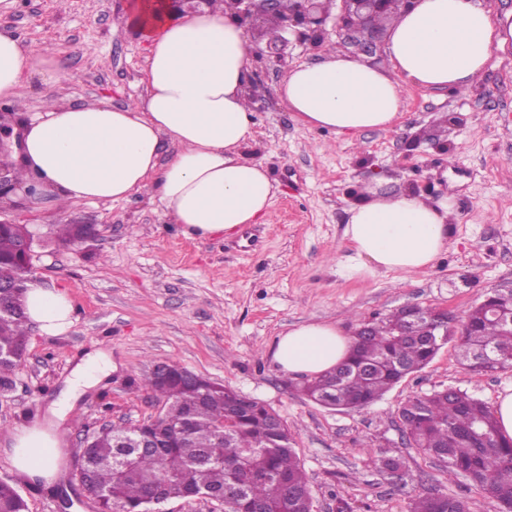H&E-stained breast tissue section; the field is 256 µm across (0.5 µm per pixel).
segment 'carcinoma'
Masks as SVG:
<instances>
[{"label": "carcinoma", "mask_w": 512, "mask_h": 512, "mask_svg": "<svg viewBox=\"0 0 512 512\" xmlns=\"http://www.w3.org/2000/svg\"><path fill=\"white\" fill-rule=\"evenodd\" d=\"M17 287L0 293V388L13 384L21 356L18 350L29 332V318L17 306L18 293L27 291L29 272L18 261L14 233L0 229V278ZM402 319L396 311L357 331L345 367L305 382L303 394L311 399L333 397L338 410H355L380 399L399 382L401 372L422 370L432 352L420 336H402L395 327ZM466 332L461 349L464 366L473 372L512 365V331L502 330L483 306L472 308L460 324ZM139 386L163 402L164 416L155 434L161 447L150 454L130 455L121 466L114 457L125 453L119 441L132 435V427L112 425L93 437L88 455L75 453L76 472L83 492L101 512H155L157 496L187 498L211 489L230 493L233 512H308L309 482L300 463L288 425L272 428L266 405L255 401L231 409L233 388L215 386L205 396L181 379L158 382L146 373ZM408 403L421 408L420 420L410 428L413 445L428 456L446 454L448 474L466 477L496 501L500 512H512V441L501 439L494 410L486 403L456 390L417 395ZM27 503L15 484H0V512H26ZM410 512H468L467 503L446 494H415Z\"/></svg>", "instance_id": "obj_1"}]
</instances>
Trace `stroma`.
<instances>
[{
    "instance_id": "obj_1",
    "label": "stroma",
    "mask_w": 512,
    "mask_h": 512,
    "mask_svg": "<svg viewBox=\"0 0 512 512\" xmlns=\"http://www.w3.org/2000/svg\"><path fill=\"white\" fill-rule=\"evenodd\" d=\"M130 2L17 0L0 30L38 40L59 59L73 103L105 97L121 106L140 91L146 55ZM322 58L321 49L294 41L286 57L268 52L253 62V156L278 193L260 223L235 234L186 236L142 194L39 208L23 192L0 195V220L27 225L35 237V281L65 291L74 308L59 335L31 328L13 389L0 396V478L17 482L27 512H58L63 494L74 500L69 512H95L78 499L74 454L102 427L134 426L156 414L159 402L135 382L163 361L263 401L287 423L313 512H337L341 499L352 512H409L424 489L464 499L469 512H498L484 489L407 443L397 411L415 395L449 387L495 404L512 390V371L469 372L452 340L381 400L336 411L300 395L298 376L283 372L271 350L280 333L302 323L336 321L352 335L408 305L445 307L460 318L488 292L512 289V52H493L482 76L462 90L409 86L392 128L352 138L302 130L275 93L288 68ZM54 93L32 77L13 101H0V113L22 123ZM411 186L451 200L457 218L447 251L412 277L343 278L337 261L349 206ZM58 224H93L99 235L64 248L51 241ZM94 350L111 356V373L53 422L50 404ZM30 427L53 433L61 447L55 477L40 486L11 461L14 434ZM384 450L404 462L405 488L381 469Z\"/></svg>"
}]
</instances>
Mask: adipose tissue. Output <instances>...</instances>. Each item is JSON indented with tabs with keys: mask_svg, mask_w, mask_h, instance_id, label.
I'll return each mask as SVG.
<instances>
[{
	"mask_svg": "<svg viewBox=\"0 0 512 512\" xmlns=\"http://www.w3.org/2000/svg\"><path fill=\"white\" fill-rule=\"evenodd\" d=\"M147 45L143 94L120 107L100 99L71 104L57 62L38 42L0 31V100L17 95L32 74L59 90L23 127L17 170L32 200L52 191L55 205L120 202L146 193L186 236L205 238L255 223L277 187L250 158L255 116L246 92L254 49L241 21L223 6L171 11L167 0H133ZM512 51V16H493L481 0H417L388 29L389 66L327 49L322 62L289 69L280 101L304 130L353 135L392 127L407 85L457 90L481 76L493 51ZM342 276L411 275L431 268L448 246L449 200L430 202L409 190L351 204ZM26 312L45 334L71 323L66 293L32 284ZM351 339L334 323L302 324L280 333L273 359L289 374L322 375L343 362ZM59 442L24 429L11 460L28 477L50 478Z\"/></svg>",
	"mask_w": 512,
	"mask_h": 512,
	"instance_id": "obj_1",
	"label": "adipose tissue"
}]
</instances>
